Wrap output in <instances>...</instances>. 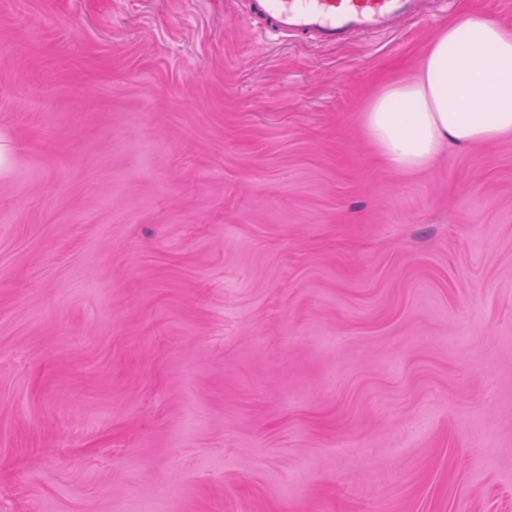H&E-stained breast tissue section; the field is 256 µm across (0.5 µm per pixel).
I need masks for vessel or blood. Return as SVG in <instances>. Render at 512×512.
Instances as JSON below:
<instances>
[{
    "instance_id": "b4317fda",
    "label": "vessel or blood",
    "mask_w": 512,
    "mask_h": 512,
    "mask_svg": "<svg viewBox=\"0 0 512 512\" xmlns=\"http://www.w3.org/2000/svg\"><path fill=\"white\" fill-rule=\"evenodd\" d=\"M251 16L278 34H304L317 43L385 34L399 20L419 17L421 0H249Z\"/></svg>"
}]
</instances>
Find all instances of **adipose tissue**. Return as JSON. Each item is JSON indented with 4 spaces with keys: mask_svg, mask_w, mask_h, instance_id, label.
Segmentation results:
<instances>
[{
    "mask_svg": "<svg viewBox=\"0 0 512 512\" xmlns=\"http://www.w3.org/2000/svg\"><path fill=\"white\" fill-rule=\"evenodd\" d=\"M365 139L403 173L452 145L512 137V26L470 10L433 36L416 73L385 84L362 114Z\"/></svg>",
    "mask_w": 512,
    "mask_h": 512,
    "instance_id": "1",
    "label": "adipose tissue"
}]
</instances>
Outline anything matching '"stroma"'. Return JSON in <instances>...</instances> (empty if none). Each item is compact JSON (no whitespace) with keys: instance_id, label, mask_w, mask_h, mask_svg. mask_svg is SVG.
<instances>
[{"instance_id":"1","label":"stroma","mask_w":512,"mask_h":512,"mask_svg":"<svg viewBox=\"0 0 512 512\" xmlns=\"http://www.w3.org/2000/svg\"><path fill=\"white\" fill-rule=\"evenodd\" d=\"M469 9L0 0V512H512V139L360 130ZM250 15L276 34H304L316 43L385 34L401 19L420 17V0H250Z\"/></svg>"}]
</instances>
